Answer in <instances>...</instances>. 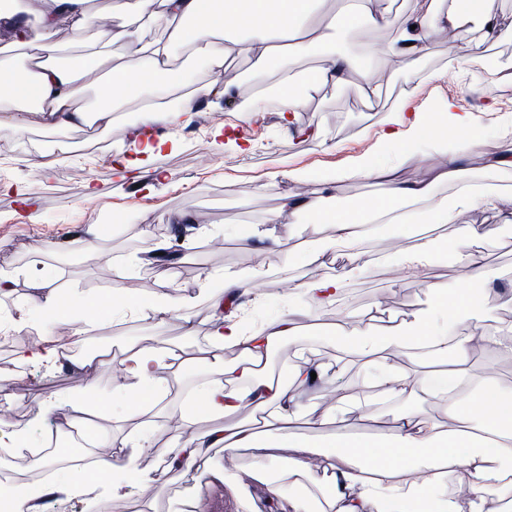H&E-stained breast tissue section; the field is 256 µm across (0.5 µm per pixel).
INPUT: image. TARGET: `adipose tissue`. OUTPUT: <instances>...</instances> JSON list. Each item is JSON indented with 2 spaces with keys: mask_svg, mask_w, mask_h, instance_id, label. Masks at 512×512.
Instances as JSON below:
<instances>
[{
  "mask_svg": "<svg viewBox=\"0 0 512 512\" xmlns=\"http://www.w3.org/2000/svg\"><path fill=\"white\" fill-rule=\"evenodd\" d=\"M87 0H52L36 26L16 22L13 14L0 10V23L10 26L15 37L36 50L47 52L57 34L59 16L76 18L79 25L96 24L95 16L86 10ZM436 0H413L407 22L396 23L389 12L375 9L373 0H340L337 11L323 9V0H136L134 7L168 33L165 40H150L139 31L120 28L105 33L107 43L131 42L136 57L128 63L107 66L104 57L93 53L74 59L66 65L42 61L34 71L18 82L10 74L0 75L6 90L0 94V111L26 113L28 124L35 125L51 118L58 127H78L89 123L110 126L113 105L94 110L73 107L77 86L106 78L113 90L126 91L129 84L149 89L152 99L142 102L139 123L158 127L175 123L180 115L196 108L194 95L181 96L180 110H169L164 98L177 93L179 83L169 70L174 45L193 48L206 58L211 72L209 91L233 95L235 80L225 78L224 63L230 54L256 58L281 75L278 112L285 122H292L302 107V99L294 84L304 79L315 86L337 84L354 68L355 61L336 54L330 32L342 27L353 29L365 25L373 29L395 30L394 42L387 48H370V55L393 57L395 62L410 65L414 56L423 52L435 35L458 26L471 12L481 14V39L501 37L500 25L491 9L483 8L481 0H453V7L438 11ZM316 56L315 69L297 75L288 66L294 50ZM178 94V93H177ZM450 136L466 145H477L479 134L471 113L447 109L438 116L425 113L399 112L385 125L381 144L399 153L410 151L419 141ZM461 157L449 154L434 175L413 182L397 180L392 168L379 156H366L327 180V188L344 179L372 181L378 196L370 212L332 209L324 195L295 194L289 196V212L310 215L316 223L330 227V237L318 240L305 251L309 263H322L327 252L352 251L363 233V226L375 220L384 224H402L412 204L425 202L419 221L423 224H452L456 235L452 242L425 235L417 236L411 249L399 250L388 260L411 273H421L433 257L448 249L465 253L466 265L462 288L455 293L444 292L434 283H427V308L393 326L373 322L337 326L330 334L343 350L363 359L375 371V378L394 399H411L429 393L432 381L454 385L469 375V338L449 340L450 328L470 322L479 341L487 349L512 355V336L480 325L472 289L486 287L489 272L483 257L476 251L478 241L491 238L496 230L484 224H461L459 212L479 204L492 205L512 214V192H495L473 187L465 192L434 201L437 185L454 184L461 175ZM350 268L347 276L321 277L301 287L300 306L277 318L259 331L243 333L237 319L217 315L209 334V344L201 354L191 356L192 364L204 366L211 381L202 393L207 411L232 415L245 405L269 409V420L263 432L238 425H229L198 440L181 441L168 457L162 471L189 472L202 462L208 449L221 448L230 454L246 451L252 459V478L263 481L272 493H279L283 483L295 476L306 475L310 469L311 444L292 434L293 400L287 386L256 375L255 368L264 362L271 346L282 338L295 335L299 320L313 316L325 302L339 295L345 279L356 276ZM40 291L39 311L43 316L73 324L74 336L80 337L94 327V320L76 323L77 313L71 301L65 300L52 275L36 283ZM239 350V362H224V347ZM429 347L441 368L435 377L409 375L385 359L386 352L415 347ZM165 352L152 346L131 348L125 361L127 377L139 384L140 400H150L163 383ZM242 377L248 384L237 390H225V377ZM448 415L454 424L441 430L430 419L409 413L391 434L373 439L337 436L331 454L336 470L327 479L326 492L336 512H488L482 497L473 494L446 495L441 480L442 464L462 468L467 483L497 488L503 499L512 500V399L502 396L498 386L487 384L473 390L466 403L449 404ZM295 448L296 456L282 462L269 451L281 446ZM111 479L108 499L124 498L127 486L147 480V473L129 468L112 450L100 451L92 471L76 476L75 489L92 494L103 479Z\"/></svg>",
  "mask_w": 512,
  "mask_h": 512,
  "instance_id": "1",
  "label": "adipose tissue"
}]
</instances>
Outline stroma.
Segmentation results:
<instances>
[{"instance_id":"stroma-1","label":"stroma","mask_w":512,"mask_h":512,"mask_svg":"<svg viewBox=\"0 0 512 512\" xmlns=\"http://www.w3.org/2000/svg\"><path fill=\"white\" fill-rule=\"evenodd\" d=\"M111 0H88L86 7L101 18L100 25L75 28L71 20L58 27L51 61L68 62L74 55L111 50L114 60L132 56V45H106L102 27L122 25L149 38L163 37L162 29L135 11L114 14ZM459 30L448 29L417 56L412 69L394 68L385 73L376 94L366 91L367 72L376 60L363 59L366 46L383 45L391 31L358 27L334 32L337 53L360 57V66L344 84L305 89L303 107L293 126H284L277 110L250 111L277 88L278 77L255 59L233 55L224 68L236 78L232 97L202 94L199 110L190 120L166 127L176 140L164 148L137 179L121 180L115 160L135 136V105H127L108 127H21V113L0 116V274L12 277V290L0 292V318L13 346L30 343L47 334L60 344L70 341L71 329L46 322L36 312L34 283L43 269H53L57 286L76 307L95 311L96 302L116 288L123 278L138 277L142 295L163 294L169 300L187 298L179 314L160 319L145 313L116 309L109 322L96 327L75 351V363L48 371L17 365L11 351L0 350V406L10 413L0 422V467L25 463L35 468L39 448L48 433L65 440L77 419L72 398L85 385L77 367L80 359L103 356L95 379L94 399L103 412L88 417L85 427L99 441L115 443L117 454L141 470L161 467L164 452L174 436L197 438L231 422L255 429L263 410L247 407L225 418L204 415L178 425L174 414L191 404L192 396L177 397L173 384L189 376L206 383L207 373L185 364L165 371L166 382L157 398L136 408L131 385L119 384L114 373L130 347L154 342L163 347L199 351L208 344L212 318L210 302L202 288L203 273L212 276V287L222 285L228 273L259 271L257 290L242 297L237 308L258 326L288 309L291 285L344 272L351 256L327 252L323 264L307 263L308 246L329 234L312 219L283 213L287 196L305 189L317 194L323 178L335 175L356 158L378 151L386 118L400 109L413 112L443 111L453 101L473 113L481 147H464L443 139L420 145L395 168L406 181L420 179L439 166L446 152L463 153L461 184L483 182L512 191V172L486 170L484 151L512 153V39L487 41L468 48ZM469 51L459 65L448 62L449 50ZM417 81L413 96L404 91ZM56 157L53 168L40 169L42 155ZM35 220H27V212ZM282 212L281 223L267 218ZM461 224L495 226L497 233L480 242L485 263L495 277L483 289L481 312L490 328L512 326V214L482 205L463 211ZM103 227L98 251L89 250L88 225ZM164 241L183 251L175 265L144 269L142 256L152 242ZM413 245L397 224H370L359 243L367 255L364 269L346 284L334 302L331 317L306 320L294 337L273 345L264 375L281 376L295 396L292 431L318 444L330 441L338 424L357 434L389 433L398 417L418 412L447 426L448 408L421 395L405 401H388L372 381V369L361 359L336 350L325 340L326 331L340 323L371 317L375 309L406 318L424 309L428 298L424 278L406 275L391 266L387 257ZM319 364L324 379L319 386H302L292 378L302 355ZM473 378L494 376L500 389L512 393V355L471 346ZM54 402L53 415L35 419L37 401ZM324 419L314 429V419ZM213 470L231 468L242 473L241 482L229 486L217 479L202 482L178 473L127 490L125 504L134 512H175L176 503L190 512H294L297 496L321 498L331 469V459L315 456L304 483L271 494L261 482L247 477L249 458L223 449L208 452Z\"/></svg>"}]
</instances>
